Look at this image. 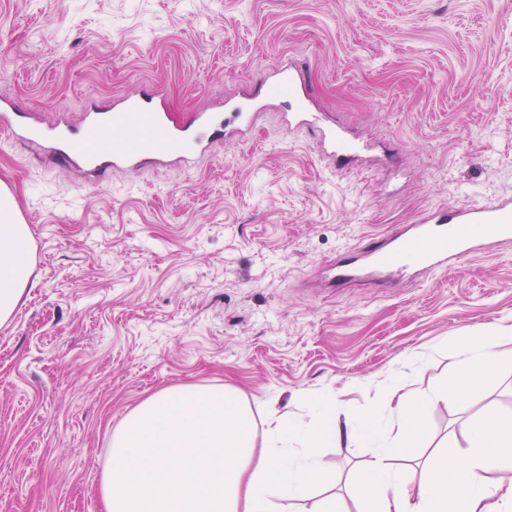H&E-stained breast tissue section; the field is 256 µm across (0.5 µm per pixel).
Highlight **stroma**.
<instances>
[{"mask_svg":"<svg viewBox=\"0 0 512 512\" xmlns=\"http://www.w3.org/2000/svg\"><path fill=\"white\" fill-rule=\"evenodd\" d=\"M0 96L47 123L157 87L175 120L223 110L297 61L325 123L371 140L341 170L286 103L252 140L101 184L0 145L28 213L32 286L0 326V512H105L112 433L152 393L235 388L257 430L311 395L339 421L451 378L454 338L512 325V245L399 284L332 288L324 264L430 209L512 193V0H0ZM494 380L431 408L421 450L457 459L467 423L512 415ZM367 448L319 456L350 512Z\"/></svg>","mask_w":512,"mask_h":512,"instance_id":"stroma-1","label":"stroma"}]
</instances>
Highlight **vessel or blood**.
Instances as JSON below:
<instances>
[{
  "mask_svg": "<svg viewBox=\"0 0 512 512\" xmlns=\"http://www.w3.org/2000/svg\"><path fill=\"white\" fill-rule=\"evenodd\" d=\"M263 95L247 94L229 102L225 111H192L187 121L169 118L157 89L148 88L100 105H85L78 124L46 129L12 101L0 97V135L15 143L36 142L56 165L104 181L116 172H136L148 165L187 164L220 140L246 142L256 132L266 102L291 103L289 130L308 131L325 159L341 165L362 149L335 128L320 125L308 109L311 87L302 65L292 62L260 80ZM512 242V195L462 207H438L416 223L404 224L370 239L353 254H343L327 268L331 284L376 279L389 268L420 272L445 271L462 261L491 254Z\"/></svg>",
  "mask_w": 512,
  "mask_h": 512,
  "instance_id": "b4317fda",
  "label": "vessel or blood"
}]
</instances>
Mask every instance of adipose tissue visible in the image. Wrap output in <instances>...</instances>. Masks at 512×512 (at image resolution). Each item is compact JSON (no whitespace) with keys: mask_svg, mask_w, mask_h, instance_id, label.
I'll list each match as a JSON object with an SVG mask.
<instances>
[{"mask_svg":"<svg viewBox=\"0 0 512 512\" xmlns=\"http://www.w3.org/2000/svg\"><path fill=\"white\" fill-rule=\"evenodd\" d=\"M30 228L0 211V325L28 292ZM512 326L470 329L457 338L454 376L416 395L389 384V414L365 411L339 423L330 399L312 396L308 416L268 415L257 432L250 406L229 387L184 386L157 392L112 435L101 495L105 512H275L276 501L302 499L323 482L320 444L374 447L357 477L362 512H512V416L471 422L456 463L433 450L409 485L392 464L419 437L430 409L448 392L465 393L494 378Z\"/></svg>","mask_w":512,"mask_h":512,"instance_id":"1","label":"adipose tissue"}]
</instances>
